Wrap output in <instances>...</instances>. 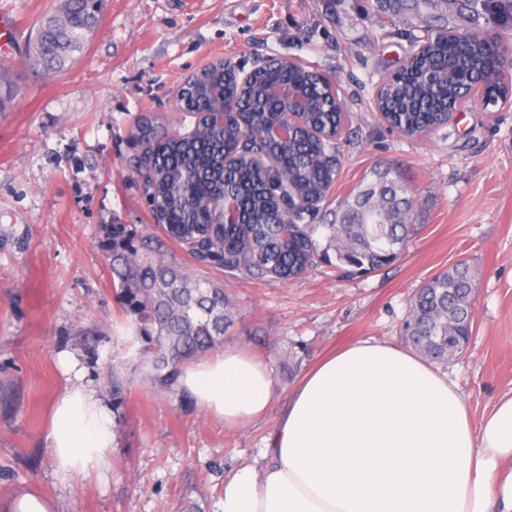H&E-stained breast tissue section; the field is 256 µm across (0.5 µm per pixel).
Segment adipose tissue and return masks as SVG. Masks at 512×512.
<instances>
[{
    "label": "adipose tissue",
    "instance_id": "adipose-tissue-1",
    "mask_svg": "<svg viewBox=\"0 0 512 512\" xmlns=\"http://www.w3.org/2000/svg\"><path fill=\"white\" fill-rule=\"evenodd\" d=\"M181 385L230 427L265 418L275 397L268 364L231 347L189 366ZM113 438L98 391L65 386L46 436L56 478L108 470ZM220 512H512V392L475 425L421 356L356 341L304 375L260 463L225 478Z\"/></svg>",
    "mask_w": 512,
    "mask_h": 512
}]
</instances>
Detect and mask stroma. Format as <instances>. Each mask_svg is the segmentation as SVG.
<instances>
[{
  "label": "stroma",
  "mask_w": 512,
  "mask_h": 512,
  "mask_svg": "<svg viewBox=\"0 0 512 512\" xmlns=\"http://www.w3.org/2000/svg\"><path fill=\"white\" fill-rule=\"evenodd\" d=\"M62 0H0L16 34L0 36V497L37 491L57 512H220L224 479L260 456L296 383L329 351L359 339L401 344L400 325L425 280L468 260L475 276L470 346L441 364L472 422L512 391V105L474 97L431 134L392 130L374 104L379 81L412 52L414 23H393L374 0H101L84 50L49 73L28 40ZM281 55L334 75L352 120L341 163L314 214L331 224L357 187L386 169L415 196L401 257L350 279L319 261L283 282L168 261L221 287L234 311L225 345L266 361L278 397L261 421L236 429L158 392L136 370L138 344L99 246L104 225L160 234L128 168L138 122L193 127L174 94L216 59L251 70ZM74 354L114 408L112 468L54 477L45 436ZM126 391L112 394L113 378Z\"/></svg>",
  "instance_id": "obj_1"
}]
</instances>
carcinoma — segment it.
<instances>
[{"mask_svg": "<svg viewBox=\"0 0 512 512\" xmlns=\"http://www.w3.org/2000/svg\"><path fill=\"white\" fill-rule=\"evenodd\" d=\"M99 0H64L62 10L44 18L32 37L34 59L47 71L65 66L85 48L97 22ZM377 10L421 25L424 48L406 58L383 80L378 110L409 137L430 134L450 122L449 110L463 82L480 87L489 101L512 104V70L501 62L512 55L496 31L512 27V0H375ZM288 82L300 87L309 111L284 144L258 143L264 129L284 121L290 105L264 95ZM338 81L289 61L280 69L259 68L243 83L232 64L217 60L195 74L178 105L195 118L192 131L164 130L143 122L140 153L129 166L143 188L164 237H136L125 224H107L100 241L124 312L132 318L139 355L150 382L179 398L194 399L180 377L184 365L215 349L229 323L224 289L201 287L166 261L167 242L203 265L230 273L290 281L316 260L335 252L351 276H364L397 260L412 232L408 188L391 171L357 189L336 224H310L305 205L320 202L339 168L338 143L327 138L349 122ZM237 103L224 126L207 123L219 98ZM278 159L261 167L258 146ZM235 194L240 221L215 220L224 190ZM325 229L326 245L315 238ZM474 279L459 263L428 279L414 294L402 333L423 357L446 361L468 349L473 325Z\"/></svg>", "mask_w": 512, "mask_h": 512, "instance_id": "carcinoma-1", "label": "carcinoma"}]
</instances>
